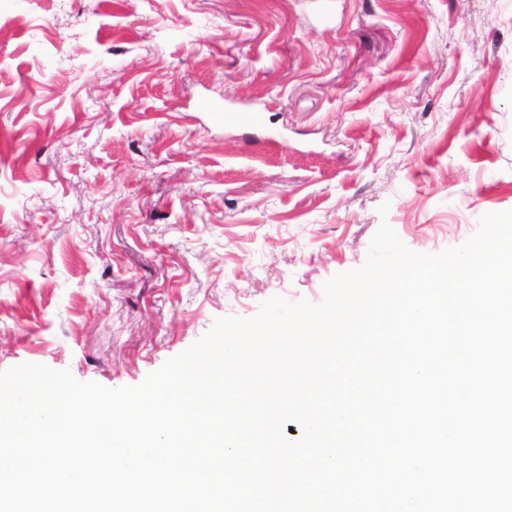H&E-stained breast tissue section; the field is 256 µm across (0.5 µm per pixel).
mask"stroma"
I'll return each mask as SVG.
<instances>
[{
  "label": "stroma",
  "instance_id": "stroma-1",
  "mask_svg": "<svg viewBox=\"0 0 512 512\" xmlns=\"http://www.w3.org/2000/svg\"><path fill=\"white\" fill-rule=\"evenodd\" d=\"M507 210L512 0H0V370L136 386ZM199 108L207 112L212 124L216 126L233 128H258L265 121V116L258 111H232L213 105L208 101H201Z\"/></svg>",
  "mask_w": 512,
  "mask_h": 512
}]
</instances>
